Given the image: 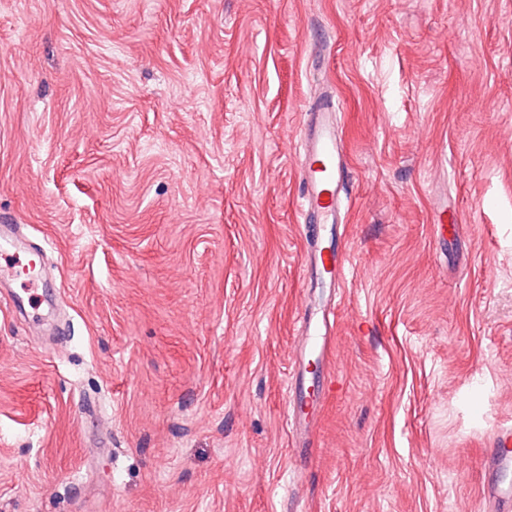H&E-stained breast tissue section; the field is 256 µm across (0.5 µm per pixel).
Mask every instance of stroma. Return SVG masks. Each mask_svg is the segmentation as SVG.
I'll list each match as a JSON object with an SVG mask.
<instances>
[{
    "mask_svg": "<svg viewBox=\"0 0 512 512\" xmlns=\"http://www.w3.org/2000/svg\"><path fill=\"white\" fill-rule=\"evenodd\" d=\"M320 95L350 262L299 454ZM2 216L45 247L37 310L62 331L0 305V512H492L512 0H0ZM302 376L301 364L295 371L294 377L287 381V390L289 392V400L287 404L286 417L290 425L291 432L305 434L309 430V424L306 419L301 421V416L306 414L305 408L313 404L315 400V392L302 391L299 387V380ZM292 435V436H293Z\"/></svg>",
    "mask_w": 512,
    "mask_h": 512,
    "instance_id": "35a3bbf8",
    "label": "stroma"
}]
</instances>
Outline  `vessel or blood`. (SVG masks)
Instances as JSON below:
<instances>
[{
    "instance_id": "vessel-or-blood-1",
    "label": "vessel or blood",
    "mask_w": 512,
    "mask_h": 512,
    "mask_svg": "<svg viewBox=\"0 0 512 512\" xmlns=\"http://www.w3.org/2000/svg\"><path fill=\"white\" fill-rule=\"evenodd\" d=\"M303 163L301 207L306 220L324 225L325 230L315 243L308 263L313 280L327 289L341 288L347 270L348 255L343 243L345 213L343 199L350 184V166L338 135L336 108L332 101L314 99L305 114L300 130ZM19 224H0V255L6 257L9 276L26 281L36 280L40 264L34 252L14 257L15 236ZM303 353L323 358L327 355L324 337L335 325V315L319 305L309 308L302 320ZM289 400L286 417L290 429L306 433L309 429L303 415L313 404V393L302 391L298 377L287 381ZM494 451L487 464L498 470L512 468V428H500L493 434Z\"/></svg>"
}]
</instances>
